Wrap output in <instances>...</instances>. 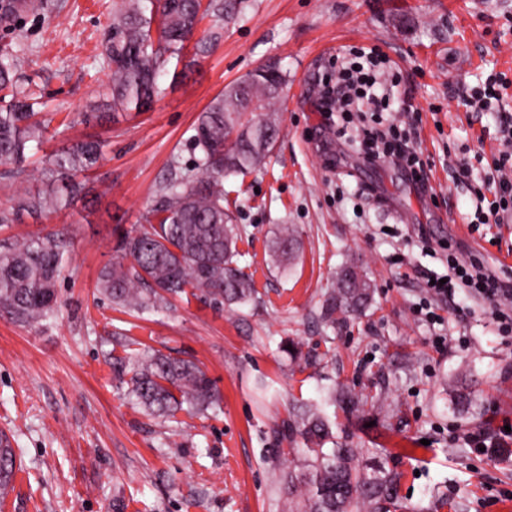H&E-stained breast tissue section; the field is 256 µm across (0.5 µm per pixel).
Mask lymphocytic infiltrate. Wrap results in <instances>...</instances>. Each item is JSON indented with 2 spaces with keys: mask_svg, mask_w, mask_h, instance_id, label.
Listing matches in <instances>:
<instances>
[{
  "mask_svg": "<svg viewBox=\"0 0 512 512\" xmlns=\"http://www.w3.org/2000/svg\"><path fill=\"white\" fill-rule=\"evenodd\" d=\"M314 88V107L326 123L335 124L337 138L354 132V144L366 163L391 160L407 173L417 192L427 193L425 174L432 162L417 147L416 128L387 118V111L394 106L388 84L380 75L361 67L334 64L318 72ZM498 134L503 150L494 175L485 178L484 184L493 191L498 211L506 213L512 211L511 112L500 114ZM459 290L491 302L500 329L512 333L511 280L487 270L479 258L452 251L448 254L446 283L431 285L429 292L434 298L445 300Z\"/></svg>",
  "mask_w": 512,
  "mask_h": 512,
  "instance_id": "f902f5d3",
  "label": "lymphocytic infiltrate"
}]
</instances>
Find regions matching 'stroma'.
I'll return each mask as SVG.
<instances>
[{"label": "stroma", "mask_w": 512, "mask_h": 512, "mask_svg": "<svg viewBox=\"0 0 512 512\" xmlns=\"http://www.w3.org/2000/svg\"><path fill=\"white\" fill-rule=\"evenodd\" d=\"M67 2L17 28L24 75L51 120L27 161L28 188H42L45 155L97 135L108 145L83 200L0 230V239L59 232L74 244L53 318L29 326L0 314V436L19 464L0 512H288L278 482L290 465L288 409L335 384L384 393L383 412L343 422L336 435L390 451L402 512H512V439L500 437L512 425V335L501 334L489 302L459 291L444 303L425 287L448 272L445 241L512 278L501 261L512 223L475 218V192L500 149L498 115L465 104L467 89L496 75L512 109V0H236V20L208 55L186 50L151 111L91 124L82 115L109 80L100 54L112 0ZM370 45L404 71L435 198L391 162L364 163L312 106L318 66ZM270 62L288 74L281 137L262 170L224 183L256 303L187 294L155 311L113 306L97 281L121 230L140 224L172 166L192 167L190 138L213 98ZM463 156L467 178L457 174ZM285 225L300 249L281 269L271 247ZM350 260L374 301L330 327L321 304ZM290 342L310 366L291 360ZM153 351L196 362L220 389V408L165 418L140 406L112 359ZM458 376L482 399L496 441L487 451L463 442L470 427L449 391Z\"/></svg>", "instance_id": "35a3bbf8"}]
</instances>
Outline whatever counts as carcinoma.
Wrapping results in <instances>:
<instances>
[{
  "instance_id": "obj_1",
  "label": "carcinoma",
  "mask_w": 512,
  "mask_h": 512,
  "mask_svg": "<svg viewBox=\"0 0 512 512\" xmlns=\"http://www.w3.org/2000/svg\"><path fill=\"white\" fill-rule=\"evenodd\" d=\"M62 0H0V25L10 29L24 13H61ZM236 6L224 0H112V20L104 32L102 58L110 80L98 108L114 112H147L160 94L159 77L194 38L200 25L212 22L196 39L195 54H207ZM23 48L0 44V183L11 187L27 180V153L40 148L48 124L40 118L39 96L22 76ZM286 75L276 66H261L227 85L204 109L191 136L198 152L193 169L172 166L158 187L156 204L143 223L118 237V256L102 272L98 288L113 303L158 309L187 290L228 305L256 302L252 277L238 264L241 235L233 214L224 207V178L260 169L281 135L277 112ZM106 140L95 137L48 155L41 171L46 187L24 192L0 207V228L21 222L24 214L49 215L79 199L82 182L103 158ZM298 250L290 227L275 238L273 253L286 267ZM71 260L70 242L56 233L0 241V311L23 324L50 318L57 307L56 285ZM373 289L351 262L343 267L321 310L334 326L363 314ZM118 375L138 404L158 416L204 411L220 401L215 383L190 360L153 354L134 363L114 358ZM381 395L359 396L332 387L323 403L289 410L288 443L300 439L305 456L296 469L279 476L288 491L289 512H399L401 474L387 461L360 459L374 453L347 441L338 442L336 416L355 417L379 406ZM333 408L328 415L323 406ZM332 447H326V444ZM16 457L0 439V494L11 482Z\"/></svg>"
}]
</instances>
